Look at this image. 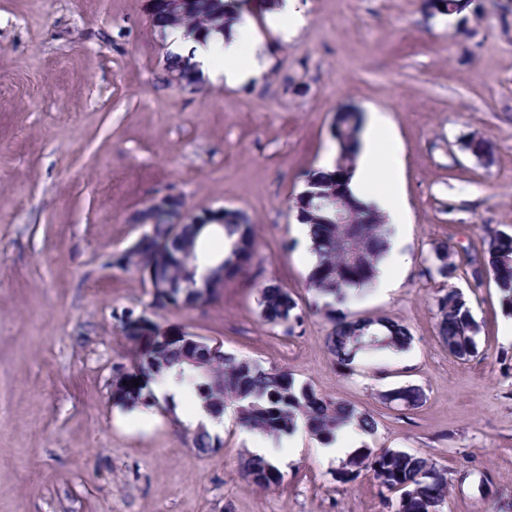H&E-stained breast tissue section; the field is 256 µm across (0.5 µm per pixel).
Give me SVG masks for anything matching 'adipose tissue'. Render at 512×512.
Segmentation results:
<instances>
[{"instance_id":"1","label":"adipose tissue","mask_w":512,"mask_h":512,"mask_svg":"<svg viewBox=\"0 0 512 512\" xmlns=\"http://www.w3.org/2000/svg\"><path fill=\"white\" fill-rule=\"evenodd\" d=\"M265 23L282 41L295 38L306 24L300 0H277L265 15ZM168 49L188 65L192 76L206 77L216 87L234 89L264 81L271 62L265 39L249 16H242L232 30L186 34L180 27L165 31ZM350 193L384 215L395 228L385 258L377 267L372 283L375 294L385 298L399 288L403 274L412 263L408 242V210L404 202L398 148L393 129L380 113L369 115L359 147V160L348 180ZM158 404L175 409L179 420L190 428L219 433L223 421L211 418L178 369L169 370L153 385Z\"/></svg>"}]
</instances>
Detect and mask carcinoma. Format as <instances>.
<instances>
[{
  "mask_svg": "<svg viewBox=\"0 0 512 512\" xmlns=\"http://www.w3.org/2000/svg\"><path fill=\"white\" fill-rule=\"evenodd\" d=\"M224 0H156L151 7V22L159 30L170 26L199 30L224 31L232 18L224 11ZM338 127L339 154L334 170L315 172L308 179L306 196L302 198L304 223L312 229L313 251L317 263L308 274L313 291L332 301L323 304L332 323L326 336L329 354L342 369H349L357 353L367 347L379 346L402 350L412 342L408 328L387 316L349 319L339 305L348 298V290L370 284L376 267L387 253L390 229L383 218L366 209L345 189L346 179L354 166L360 121L348 113ZM343 212L349 223H336V214ZM203 228L186 225L172 241L173 247L196 256L197 243ZM224 234L234 239L233 249L222 259L224 279L236 276L254 254V227L243 212L228 209L224 215ZM150 263V257L134 250H125L118 261L120 268L138 270ZM457 270L454 252L441 241L433 245V265L426 268L429 276L451 277ZM470 285L474 289L493 280L502 293V305L512 314V233L501 231L489 242L487 254L469 262ZM196 284L190 266L179 263L163 265L154 282L153 305L167 309L174 296H193ZM260 317L267 323L284 328L291 334L302 321L297 302L278 284L262 288ZM437 336L451 355L467 359L476 351L477 325L464 296L455 290L437 301ZM119 330L130 345V363L122 366L112 382V400L126 407L154 399L151 388L157 377L182 361L191 363L188 375L195 396L215 418L224 416L227 404L235 406L240 424L267 437L279 439L304 427L306 433L321 446L336 442L338 430L352 424L359 431L371 434L377 421L368 411L337 402L318 394L306 383L275 368L226 353L210 354V343L185 334L155 333L137 336L129 332L124 320ZM385 403L397 402L417 407L424 401V392L414 385L396 387L384 392ZM245 476L259 488H267L281 480L277 467L262 457L242 459ZM372 476L379 491L396 494L384 498L392 512H439L447 502L448 478L439 472L432 459L412 451L383 449L377 453L357 451L341 464L336 478L342 483L357 479L362 473Z\"/></svg>",
  "mask_w": 512,
  "mask_h": 512,
  "instance_id": "carcinoma-1",
  "label": "carcinoma"
}]
</instances>
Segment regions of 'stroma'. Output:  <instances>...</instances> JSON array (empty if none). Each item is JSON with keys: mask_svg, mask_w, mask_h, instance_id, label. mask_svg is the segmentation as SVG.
Wrapping results in <instances>:
<instances>
[{"mask_svg": "<svg viewBox=\"0 0 512 512\" xmlns=\"http://www.w3.org/2000/svg\"><path fill=\"white\" fill-rule=\"evenodd\" d=\"M291 42L265 32L262 85L163 79L166 37L145 0H0V512H388L371 476L344 484L338 460L303 437L282 480L249 485L238 467L270 438L224 423L201 453L173 410L133 431L109 394L128 360L116 317L144 310L140 274L114 258L141 233L133 214L179 195L190 213L232 208L255 226L250 266L204 307H171L163 327L291 373L320 395L371 412L358 447L421 453L448 473L444 512L512 503V342L494 282L472 289L467 254L512 232V0H302ZM382 113L401 159L413 262L382 299L356 291L348 318L406 325L408 349H365L334 364L331 322L296 254L295 207L309 173L338 153L336 113ZM483 139L490 152L467 148ZM458 269L431 278L434 242ZM288 289L293 334L259 315L261 288ZM463 293L479 326L474 356L449 354L437 300ZM412 384L415 408L383 403Z\"/></svg>", "mask_w": 512, "mask_h": 512, "instance_id": "35a3bbf8", "label": "stroma"}]
</instances>
